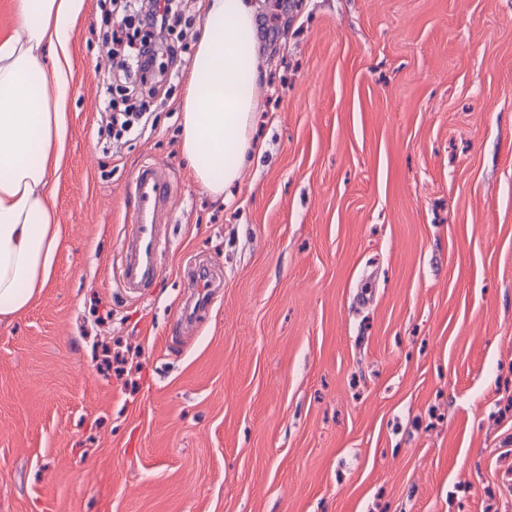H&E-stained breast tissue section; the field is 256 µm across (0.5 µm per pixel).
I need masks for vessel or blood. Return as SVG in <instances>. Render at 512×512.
Instances as JSON below:
<instances>
[{"label": "vessel or blood", "instance_id": "1", "mask_svg": "<svg viewBox=\"0 0 512 512\" xmlns=\"http://www.w3.org/2000/svg\"><path fill=\"white\" fill-rule=\"evenodd\" d=\"M169 173L168 164L151 159L136 168L125 187L131 222L122 236L117 262L122 287L136 296L160 274V257L168 244L164 229L172 221ZM187 283L193 298L184 304L183 312L192 320L212 304L216 284L203 268L188 271Z\"/></svg>", "mask_w": 512, "mask_h": 512}]
</instances>
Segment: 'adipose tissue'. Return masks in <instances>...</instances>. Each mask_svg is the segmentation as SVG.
Instances as JSON below:
<instances>
[{
  "instance_id": "ef3b65f1",
  "label": "adipose tissue",
  "mask_w": 512,
  "mask_h": 512,
  "mask_svg": "<svg viewBox=\"0 0 512 512\" xmlns=\"http://www.w3.org/2000/svg\"><path fill=\"white\" fill-rule=\"evenodd\" d=\"M83 0H14L0 41V319L46 285L61 240L53 202L63 155L73 23ZM256 0H209L185 79L181 151L223 199L262 146L252 136L262 80Z\"/></svg>"
}]
</instances>
